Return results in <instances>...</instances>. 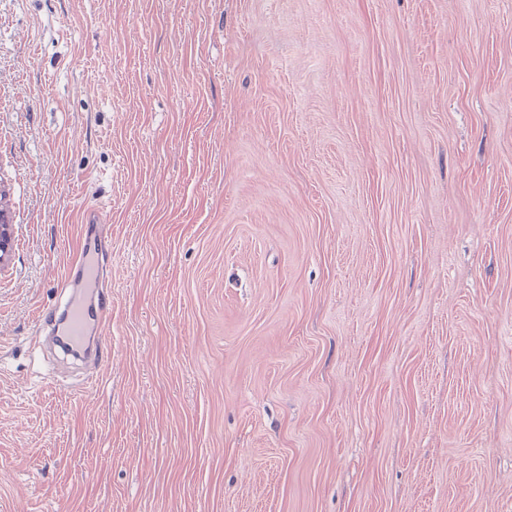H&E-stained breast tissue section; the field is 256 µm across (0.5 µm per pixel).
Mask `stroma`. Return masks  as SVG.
I'll list each match as a JSON object with an SVG mask.
<instances>
[{"instance_id": "stroma-1", "label": "stroma", "mask_w": 512, "mask_h": 512, "mask_svg": "<svg viewBox=\"0 0 512 512\" xmlns=\"http://www.w3.org/2000/svg\"><path fill=\"white\" fill-rule=\"evenodd\" d=\"M0 188V512H512V0H0ZM64 332L59 341L64 353H76L82 346L90 317L89 310L79 300L65 306Z\"/></svg>"}]
</instances>
